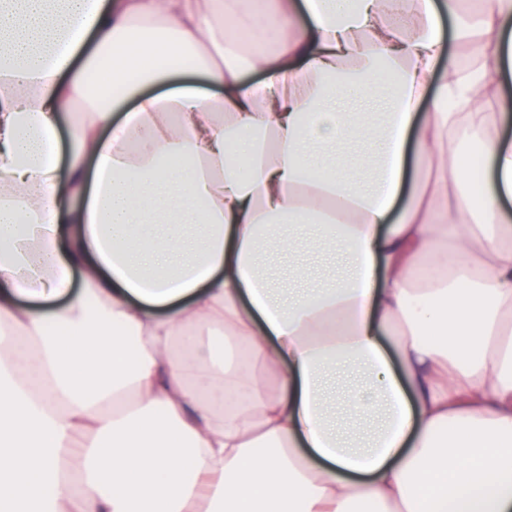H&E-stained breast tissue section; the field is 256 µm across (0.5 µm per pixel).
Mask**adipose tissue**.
Wrapping results in <instances>:
<instances>
[{
  "mask_svg": "<svg viewBox=\"0 0 512 512\" xmlns=\"http://www.w3.org/2000/svg\"><path fill=\"white\" fill-rule=\"evenodd\" d=\"M509 124L512 0H0V512H512ZM189 85L198 89L202 94H218L222 93L221 89L210 86L201 76L196 74H185L170 82L149 85L143 88L145 93L162 94L173 88Z\"/></svg>",
  "mask_w": 512,
  "mask_h": 512,
  "instance_id": "ef3b65f1",
  "label": "adipose tissue"
}]
</instances>
